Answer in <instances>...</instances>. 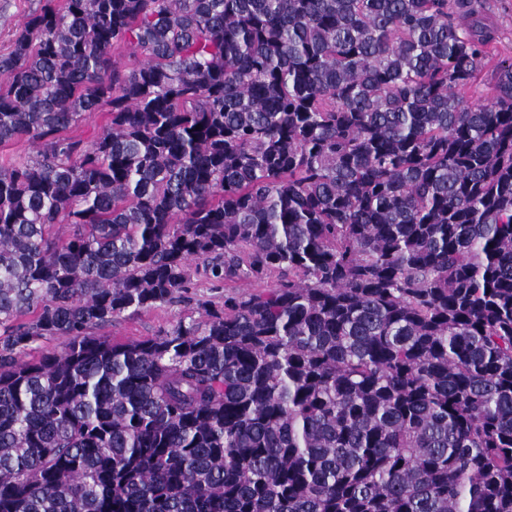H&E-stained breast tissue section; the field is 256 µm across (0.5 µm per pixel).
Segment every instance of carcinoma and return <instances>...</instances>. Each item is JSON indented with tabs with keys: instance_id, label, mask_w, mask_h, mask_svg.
I'll return each instance as SVG.
<instances>
[{
	"instance_id": "cac0c4a2",
	"label": "carcinoma",
	"mask_w": 512,
	"mask_h": 512,
	"mask_svg": "<svg viewBox=\"0 0 512 512\" xmlns=\"http://www.w3.org/2000/svg\"><path fill=\"white\" fill-rule=\"evenodd\" d=\"M484 6L33 0L0 55V144L32 146L0 163V512H512V58L456 94ZM200 264L279 279L94 335ZM187 309L185 303H178L162 305L134 315L125 314L112 322V325L96 330L95 334L118 343L145 339L171 328L184 317Z\"/></svg>"
}]
</instances>
